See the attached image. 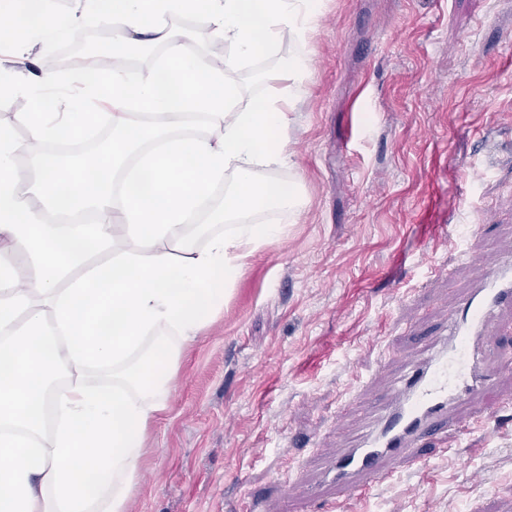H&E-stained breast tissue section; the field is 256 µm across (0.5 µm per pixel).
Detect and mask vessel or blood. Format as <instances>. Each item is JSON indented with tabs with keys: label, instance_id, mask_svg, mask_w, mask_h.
Segmentation results:
<instances>
[{
	"label": "vessel or blood",
	"instance_id": "b4317fda",
	"mask_svg": "<svg viewBox=\"0 0 512 512\" xmlns=\"http://www.w3.org/2000/svg\"><path fill=\"white\" fill-rule=\"evenodd\" d=\"M503 309H512V257L495 263L477 288L459 300L443 343L428 360L406 366L383 414L356 447L344 449L329 465L327 477L337 488L362 493L386 483L397 459L426 465L420 451L451 406L494 381L481 353L489 319Z\"/></svg>",
	"mask_w": 512,
	"mask_h": 512
}]
</instances>
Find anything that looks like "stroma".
Wrapping results in <instances>:
<instances>
[{
    "mask_svg": "<svg viewBox=\"0 0 512 512\" xmlns=\"http://www.w3.org/2000/svg\"><path fill=\"white\" fill-rule=\"evenodd\" d=\"M211 59L231 47L208 22L172 20ZM99 19L50 47L13 57L16 89L0 125L29 130L23 83L34 56L59 53ZM295 67L288 129L305 205L256 224L288 234L257 251L204 334L184 348L166 407L148 423L127 512H512V311L487 342L496 371L456 405L429 442L426 468L354 498L325 484L301 495L337 448L355 444L391 380L426 358L474 288L478 259L512 253V0H321L307 43L228 69L241 102L267 74ZM484 170L478 183L465 178Z\"/></svg>",
    "mask_w": 512,
    "mask_h": 512,
    "instance_id": "35a3bbf8",
    "label": "stroma"
}]
</instances>
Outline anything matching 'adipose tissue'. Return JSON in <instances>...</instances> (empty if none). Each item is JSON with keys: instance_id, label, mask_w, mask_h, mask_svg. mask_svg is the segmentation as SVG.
Returning <instances> with one entry per match:
<instances>
[{"instance_id": "1", "label": "adipose tissue", "mask_w": 512, "mask_h": 512, "mask_svg": "<svg viewBox=\"0 0 512 512\" xmlns=\"http://www.w3.org/2000/svg\"><path fill=\"white\" fill-rule=\"evenodd\" d=\"M81 2L63 15L46 0H0V44L22 54L103 15L120 46L164 54L135 75L116 65L96 84L77 76L70 111H46L38 96L18 117L26 141L0 126V512H126L177 356L223 309L248 258L285 233L248 214L301 210L299 179L273 177L295 165L285 89L244 105L224 74L282 32L307 42L316 0ZM192 13L231 55L208 59L174 34L171 20ZM101 98L110 111H93ZM89 123L112 136L87 165L49 159L46 145ZM21 152L33 171L16 166ZM63 209L94 220L48 222ZM59 369L65 379L52 383Z\"/></svg>"}]
</instances>
